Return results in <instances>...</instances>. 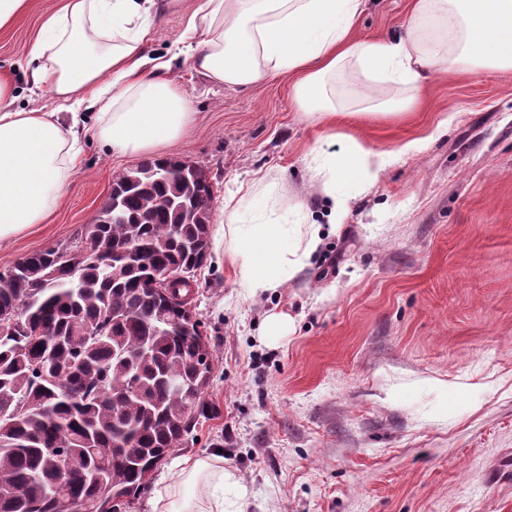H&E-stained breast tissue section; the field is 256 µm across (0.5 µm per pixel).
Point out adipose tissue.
<instances>
[{
	"mask_svg": "<svg viewBox=\"0 0 512 512\" xmlns=\"http://www.w3.org/2000/svg\"><path fill=\"white\" fill-rule=\"evenodd\" d=\"M364 0H193L174 53L219 85L243 86L283 74L295 77L302 109L317 120L338 113L326 76L346 69L376 72L417 90L438 74L512 70V0H413L405 36L358 41L354 21ZM157 0H65L45 14L27 54L35 87L48 88L56 109H19L16 89L0 75V242L43 223L59 205L86 136L119 155L154 153L178 140L191 102L170 78V58L152 56L145 40ZM313 160L341 223L349 189L377 178L391 157L351 143L336 156ZM249 192L224 200V261L246 294L285 286L321 242L320 228L245 224ZM223 457L178 463L170 483L156 488L151 512H224L210 488L232 480Z\"/></svg>",
	"mask_w": 512,
	"mask_h": 512,
	"instance_id": "1",
	"label": "adipose tissue"
}]
</instances>
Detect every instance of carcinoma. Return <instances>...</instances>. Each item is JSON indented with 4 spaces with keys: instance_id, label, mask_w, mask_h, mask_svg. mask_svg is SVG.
I'll list each match as a JSON object with an SVG mask.
<instances>
[{
    "instance_id": "carcinoma-1",
    "label": "carcinoma",
    "mask_w": 512,
    "mask_h": 512,
    "mask_svg": "<svg viewBox=\"0 0 512 512\" xmlns=\"http://www.w3.org/2000/svg\"><path fill=\"white\" fill-rule=\"evenodd\" d=\"M111 193L124 221L94 220L73 245L0 273V512H54L60 495L112 512L114 498L140 494L214 413L204 324L177 302L191 303L194 288L170 284L171 324L159 329L160 299L143 286L153 272L206 262L213 183L202 168L166 157L118 174ZM127 247L140 251L137 266L108 277L99 258ZM114 307L124 315L111 321ZM81 328L101 335L88 342ZM172 380L185 382L183 393ZM69 461L89 471L78 486L62 477Z\"/></svg>"
}]
</instances>
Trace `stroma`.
<instances>
[{
  "label": "stroma",
  "instance_id": "1",
  "mask_svg": "<svg viewBox=\"0 0 512 512\" xmlns=\"http://www.w3.org/2000/svg\"><path fill=\"white\" fill-rule=\"evenodd\" d=\"M63 0H29L0 30V74L16 107L50 110L30 93L27 50ZM412 0H365L354 33H403ZM185 24L183 5L151 25L146 47L164 54ZM173 78L194 117L163 149L204 168L219 200L251 184L247 224H296L321 213L311 149L343 152L349 139L393 154L355 191L342 224L278 292L247 297L208 241L196 311L213 353L200 420L176 461L219 452L239 480L225 489L236 512H512V70L429 79L395 114L363 115L370 98L404 100L381 76L330 81L344 117L335 136L296 106L294 79L216 85L175 61ZM447 130H440V123ZM416 148L405 151L407 143ZM135 156L84 147L51 217L0 246V272L31 253L70 246L91 223L115 176ZM288 314L286 335L264 321Z\"/></svg>",
  "mask_w": 512,
  "mask_h": 512
}]
</instances>
